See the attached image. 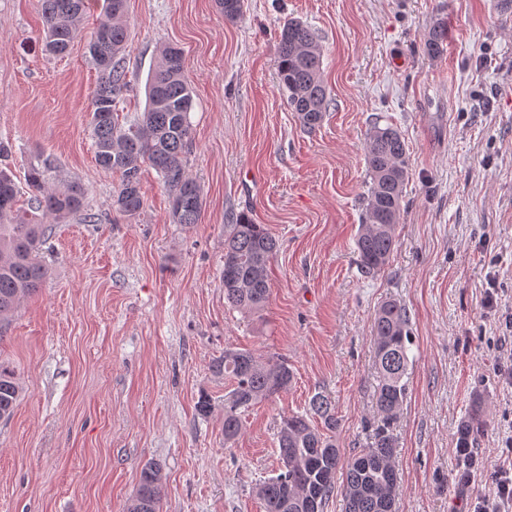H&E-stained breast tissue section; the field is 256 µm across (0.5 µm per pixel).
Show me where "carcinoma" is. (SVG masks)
Returning <instances> with one entry per match:
<instances>
[{"label":"carcinoma","mask_w":512,"mask_h":512,"mask_svg":"<svg viewBox=\"0 0 512 512\" xmlns=\"http://www.w3.org/2000/svg\"><path fill=\"white\" fill-rule=\"evenodd\" d=\"M126 0H104L105 20L91 33L87 49L100 78L92 100L90 125L96 161L107 171L121 174L113 207L133 217L144 206L140 187L142 166L150 165L162 176L170 195L175 224H196L202 210L200 185L186 170L184 154L192 145L189 114L192 90L184 79V52L172 44L160 50L159 60L146 84L147 106L138 121L125 128L118 123V106L127 91L121 54L128 42ZM87 0H41L44 49L62 55L81 30ZM448 22L440 20L427 39L426 50L443 51ZM322 48L310 28L300 21L285 23L278 42V84L300 123L318 126L328 106L322 80ZM365 160L370 178L364 213L356 238L360 270L380 272L388 264L396 243L407 179V147L391 125L374 124L367 133ZM48 160L29 170L33 189L30 207L62 222L85 207V191L78 183L61 188L45 185ZM17 189L11 175L0 168V322L7 320L21 300L36 291L47 276L38 258L48 226L17 206ZM278 248L263 224L241 215L224 231V299L249 314L264 310L270 295L268 271ZM376 373L375 412L366 422L372 442L342 462L332 433L337 420L331 400L312 399L311 410L322 427L301 414L282 418L277 428L282 472L256 487L265 512H322L336 490V474L346 468L343 493L345 512H395L394 487L396 437L393 430L407 396L409 366V315L394 300L380 305L372 327ZM213 372L231 380L224 398V442H233L242 431L241 411L288 390L293 372L279 357H261L249 350H226L213 364ZM21 386L14 370L0 361V419L12 415ZM485 421L477 408L458 427V480L468 482L479 463L472 444ZM164 482L153 462L141 469L137 492L126 512H160Z\"/></svg>","instance_id":"1"}]
</instances>
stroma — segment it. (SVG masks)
I'll return each instance as SVG.
<instances>
[{"instance_id":"35a3bbf8","label":"stroma","mask_w":512,"mask_h":512,"mask_svg":"<svg viewBox=\"0 0 512 512\" xmlns=\"http://www.w3.org/2000/svg\"><path fill=\"white\" fill-rule=\"evenodd\" d=\"M126 16L122 125L142 114L162 46L184 51L198 223L172 222L150 167L142 211L112 209L120 176L97 165L89 125L99 0L63 56L42 49L39 0H0V143L11 149L0 165L23 205L41 157L55 161L49 185L86 191L85 214L53 225L40 253L45 281L0 324V360L22 386L0 420V512H124L149 462L162 469V512H265L255 489L279 471L277 427L314 395L335 403L342 458L370 445L372 326L389 299L405 305L412 338L396 512H470L512 466V387L495 372L512 355V12L500 0H243L231 21L217 0H127ZM440 18L448 38L432 55ZM291 19L323 50L330 105L311 130L278 86ZM376 121L401 132L408 179L393 257L368 277L355 239ZM243 212L280 245L255 316L232 309L221 282L224 227ZM228 348L283 357L294 374L243 413L232 445L230 386L212 371ZM478 401L481 470L461 484L457 428Z\"/></svg>"}]
</instances>
